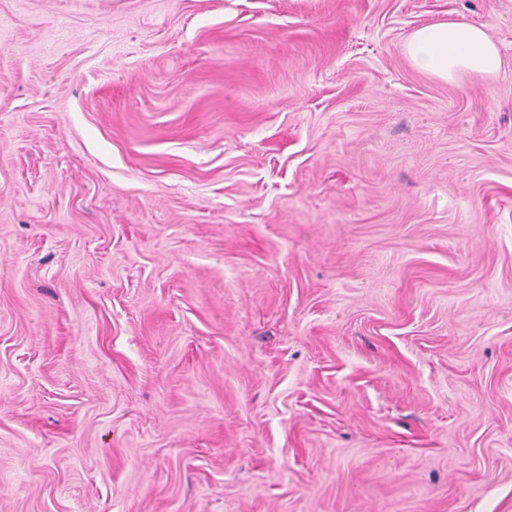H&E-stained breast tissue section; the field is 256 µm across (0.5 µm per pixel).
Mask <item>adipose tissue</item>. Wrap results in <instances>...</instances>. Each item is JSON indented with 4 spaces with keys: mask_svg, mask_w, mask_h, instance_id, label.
I'll use <instances>...</instances> for the list:
<instances>
[{
    "mask_svg": "<svg viewBox=\"0 0 512 512\" xmlns=\"http://www.w3.org/2000/svg\"><path fill=\"white\" fill-rule=\"evenodd\" d=\"M404 53L418 70L442 81L458 73H497L502 56L485 30L463 20H438L414 29L404 42Z\"/></svg>",
    "mask_w": 512,
    "mask_h": 512,
    "instance_id": "obj_1",
    "label": "adipose tissue"
}]
</instances>
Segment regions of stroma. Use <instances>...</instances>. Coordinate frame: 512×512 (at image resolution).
<instances>
[{"label": "stroma", "instance_id": "stroma-1", "mask_svg": "<svg viewBox=\"0 0 512 512\" xmlns=\"http://www.w3.org/2000/svg\"><path fill=\"white\" fill-rule=\"evenodd\" d=\"M0 512H512V0H0ZM404 53L418 70L448 82L460 72L493 75L502 65L497 44L485 30L463 20H438L414 29Z\"/></svg>", "mask_w": 512, "mask_h": 512}]
</instances>
